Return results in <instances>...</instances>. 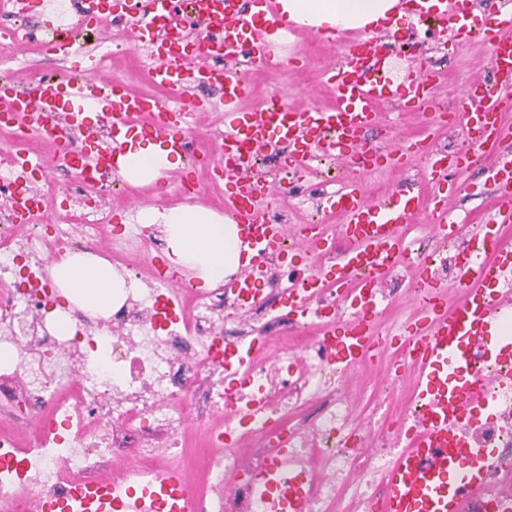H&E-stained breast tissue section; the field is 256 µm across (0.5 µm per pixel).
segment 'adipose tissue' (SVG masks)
I'll return each instance as SVG.
<instances>
[{"mask_svg":"<svg viewBox=\"0 0 512 512\" xmlns=\"http://www.w3.org/2000/svg\"><path fill=\"white\" fill-rule=\"evenodd\" d=\"M283 13L297 25L334 35L343 31L370 32L389 18L404 16L401 0H277ZM176 163L168 151L150 142L128 143L119 175L134 186L160 184ZM143 224L163 227L166 256L172 264L195 271L204 286L248 264L242 253L237 228L231 216L203 206L179 205L140 211ZM52 276L67 295L81 298L88 307L104 311L111 307L121 277L105 260L90 254L69 257L52 268Z\"/></svg>","mask_w":512,"mask_h":512,"instance_id":"adipose-tissue-1","label":"adipose tissue"}]
</instances>
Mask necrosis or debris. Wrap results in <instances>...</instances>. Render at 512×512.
I'll use <instances>...</instances> for the list:
<instances>
[{"mask_svg":"<svg viewBox=\"0 0 512 512\" xmlns=\"http://www.w3.org/2000/svg\"><path fill=\"white\" fill-rule=\"evenodd\" d=\"M109 192L106 181L79 183V211L65 224H16L0 211V512H52L85 486L139 498L187 471L194 425L205 454L184 512H274L254 481L277 462L274 500L299 486L308 512H372L414 424V404L393 398L405 354L386 357L384 395L362 421L348 384L366 363L337 365L309 320L272 315L284 289L244 304L221 288L201 296L144 275L142 258L160 240L143 224L112 234ZM102 241L125 286L120 305L95 313L62 300L49 267ZM460 376L484 380L495 407L464 430L491 454L462 512H512V363L479 349ZM34 415L39 433L22 439L16 424Z\"/></svg>","mask_w":512,"mask_h":512,"instance_id":"necrosis-or-debris-1","label":"necrosis or debris"}]
</instances>
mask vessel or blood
I'll list each match as a JSON object with an SVG mask.
<instances>
[{
  "instance_id": "vessel-or-blood-1",
  "label": "vessel or blood",
  "mask_w": 512,
  "mask_h": 512,
  "mask_svg": "<svg viewBox=\"0 0 512 512\" xmlns=\"http://www.w3.org/2000/svg\"><path fill=\"white\" fill-rule=\"evenodd\" d=\"M446 2L417 7L415 13L448 20L460 41L479 40L498 75L492 85L474 77L453 112L436 103L437 76L427 68L415 69L397 86L370 76V63L381 48L377 36L350 39L342 64L327 66L326 80L336 95L330 106L269 102L245 108L249 85L235 66L239 57H249L263 69L281 66L286 59L282 44L272 41L271 35L291 31L292 25L276 0H114L108 14L96 10V0H86L82 21L130 22V41L158 57V65L149 72L151 83L162 92L158 98L134 93L108 78L103 62L87 65L68 37L40 47L43 55L68 62L64 75L42 77L26 89L15 77L0 82V125L11 122L54 143L56 160L85 182L117 176L124 153L119 137L141 136L171 154L192 155L216 179L232 184L234 192L226 198L224 210L235 220L241 244L252 258L228 288L246 300L258 293L257 272L267 256L282 253L287 240H296L307 253L331 246L319 225L291 228L271 223L266 203L278 200L282 189L257 178L261 153L287 147L288 167L303 171L320 156L395 172L417 159L426 160L439 190L432 200L411 186L375 199L360 180H344L329 196L328 213L339 219L347 245L327 270L296 282L287 297L289 310L303 314L309 297L322 289L356 294V315L326 327L337 361L374 360L399 341L415 364L413 395L420 410L405 448L390 463L386 494L377 512H458L461 499L478 490L484 455L469 446L462 430L489 402L476 385L459 383L457 372L471 349L485 346L494 333L501 340L499 356H512V313L505 311L497 290L512 270V247L504 243L512 233V159L496 154L501 144L512 140V13L501 12L478 23L466 12L446 9ZM194 83L224 95V130L206 151L194 149L188 138L197 114L211 109L210 99L190 93ZM98 101L105 102L110 115L106 140L80 119L85 108ZM390 104L422 110L425 132L378 150L371 146L368 133L378 125L381 108ZM454 124L467 130L470 149L445 154L433 150L434 133ZM477 164L494 192L493 229L475 232V251L457 264L456 283L462 290L458 301L447 305L445 290L431 275L429 258H422L412 270L413 280L426 289L417 317L407 321L399 337L376 333L377 292L412 252L406 224L428 210L436 236L459 233L461 225L448 201L459 193L460 176ZM35 201L31 194L8 199L16 223L35 221ZM188 489L186 476L174 473L155 482L149 497L168 512H181Z\"/></svg>"
}]
</instances>
